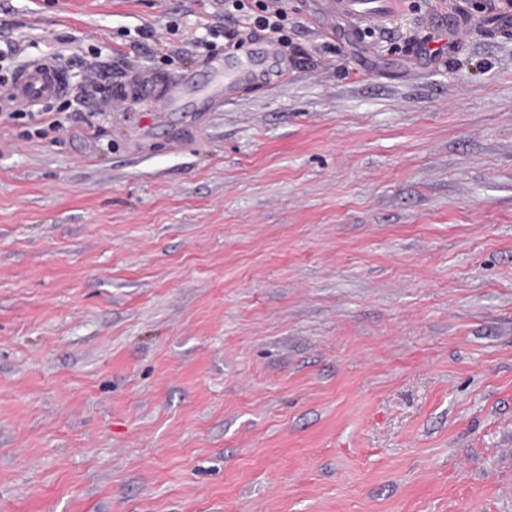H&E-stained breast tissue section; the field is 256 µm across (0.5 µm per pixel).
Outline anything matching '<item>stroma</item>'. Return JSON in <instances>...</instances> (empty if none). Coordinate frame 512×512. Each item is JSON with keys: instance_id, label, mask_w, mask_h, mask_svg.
Listing matches in <instances>:
<instances>
[{"instance_id": "1", "label": "stroma", "mask_w": 512, "mask_h": 512, "mask_svg": "<svg viewBox=\"0 0 512 512\" xmlns=\"http://www.w3.org/2000/svg\"><path fill=\"white\" fill-rule=\"evenodd\" d=\"M262 2L0 0V47L118 96ZM285 8L276 92L0 111V512H512V0ZM321 19L330 35L336 33V14L351 18L354 24L368 22L372 19L377 9L387 8L386 3H379L376 6H368L376 2L369 0H320Z\"/></svg>"}]
</instances>
